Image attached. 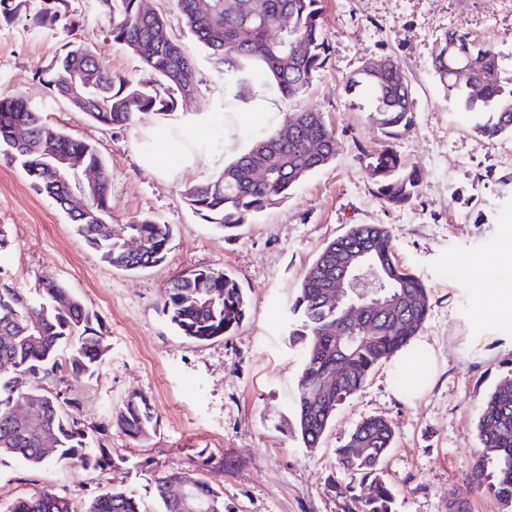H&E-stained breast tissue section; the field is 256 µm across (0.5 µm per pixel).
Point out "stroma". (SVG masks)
Segmentation results:
<instances>
[{
	"instance_id": "1",
	"label": "stroma",
	"mask_w": 512,
	"mask_h": 512,
	"mask_svg": "<svg viewBox=\"0 0 512 512\" xmlns=\"http://www.w3.org/2000/svg\"><path fill=\"white\" fill-rule=\"evenodd\" d=\"M75 31L36 28L25 19L0 22V96L19 95L50 124L94 144L111 174L116 230L152 215L171 225L165 261L138 272L101 261L75 233L66 214L36 192L22 169L0 152V225L13 248L0 257V275L23 292L50 275L100 319L110 352L80 387L86 422L104 420L131 392L145 395L158 415L146 444L111 430L107 444L124 453V490L145 512H157L154 479L194 471L224 495L225 512H345L332 483L336 448L369 416L389 420L393 446L384 462L397 496L395 512H449L464 497L469 512H503L488 489L466 479L481 447L477 422L488 394L512 377V316H489L486 288L496 260L512 254V139L476 135L470 117L446 99L433 75L439 36L464 27L501 52L512 74V0H322L329 45L326 64L303 98L284 112L318 108L342 142L336 159L304 180L290 197L233 235H225L182 202L191 185L215 178L230 161L209 132L202 150L210 165L170 178L140 169L135 149L156 115L106 130L54 98L47 85L52 60L71 36L95 50L110 71L142 84L155 77L109 37L98 0H71ZM391 57L415 95L411 124L391 141L421 177L419 196L392 208L376 195L359 160L386 141L370 100L347 92L348 76L363 61ZM198 91L170 121L223 110L224 88L208 64ZM355 224H384L398 262L427 284L431 310L418 337L434 351L430 389L412 403L388 385L391 362L378 365L357 395L340 405L318 448H305L296 430V384L301 344L291 342L290 312L306 269L331 240ZM466 266L452 279L451 266ZM194 268L232 275L243 288L246 318L231 336L197 343L179 336L162 312L169 281ZM109 472H81L65 464L0 468V512L16 499L49 491L84 506L110 489Z\"/></svg>"
}]
</instances>
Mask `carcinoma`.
<instances>
[{
	"label": "carcinoma",
	"instance_id": "carcinoma-1",
	"mask_svg": "<svg viewBox=\"0 0 512 512\" xmlns=\"http://www.w3.org/2000/svg\"><path fill=\"white\" fill-rule=\"evenodd\" d=\"M29 0H0V18L11 21ZM32 25H57L69 16L70 0H36ZM321 0H176L189 33L200 44L205 61L224 82L225 104L246 99L262 76L283 99L300 98L323 69L328 44L320 26ZM110 15L113 43L130 51L157 77V85L134 84L100 64L97 54L74 42L55 57L47 84L63 98L75 73L89 75L84 94L87 115L104 129L126 126L153 113L167 116L184 98L188 82L197 83L198 59L169 30L160 12L140 11L139 0H101ZM249 29V40L239 38ZM432 71L448 100L474 119L473 131L495 141L512 137V77L502 74V57L471 38L461 26L437 39ZM349 92H368L373 114L390 139L412 121L414 89L403 67L391 63L375 69L364 62L346 81ZM342 147L322 112L310 107L284 117L271 133L258 136L211 181L191 186L181 195L195 213L224 230H233L279 205L306 178L331 163ZM17 162L37 192L52 198L68 213L85 242L116 269L138 271L164 262L172 236L170 225L145 216L126 226L127 236L142 239L132 254L124 236L115 233L107 217L111 209L110 172L98 150L49 125L21 96L0 97V149ZM69 154L101 171L100 189L80 213L68 211L70 186L59 180L55 156ZM367 175L378 197L401 208L420 193V179L391 144L362 152ZM268 173L255 180L257 169ZM373 250L379 275L399 310L368 313L352 328V339L338 335L341 310L327 299L325 271L349 247ZM247 301L230 274L191 269L170 281L164 312L181 335L208 342L233 335L246 316ZM431 310L429 289L417 274L395 257L391 230L381 224H356L326 244L306 270L292 313L300 328L292 331L304 342L302 370L297 380L296 418L305 447L316 448L336 409L365 386L373 370L406 346L426 322ZM110 347L97 315L49 275L38 278L36 296L21 293L0 277V466L17 462L45 468L68 462L80 471H110L122 477L124 455L106 445L116 427L144 443L155 432L158 416L151 403L132 392L122 406L98 424L83 419V400L73 390L55 385L63 372L75 383L92 380L105 363ZM336 377V386L320 392L322 382ZM27 411L17 413L19 400ZM482 455L471 482L488 487L504 508H512V378L500 381L488 396L477 424ZM391 423L371 416L356 425L336 463L345 480L337 492L348 499V512H393L395 490L386 479L383 461L392 447ZM494 459L498 469L485 471ZM192 482L190 502L206 512H224L223 493L196 472H173L155 478L160 512H190L177 499L181 483ZM11 512H142L139 501L114 487L96 495L82 510L61 496L33 493L18 500Z\"/></svg>",
	"mask_w": 512,
	"mask_h": 512
}]
</instances>
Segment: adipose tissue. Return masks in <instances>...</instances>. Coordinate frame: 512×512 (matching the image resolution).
<instances>
[{
  "instance_id": "1",
  "label": "adipose tissue",
  "mask_w": 512,
  "mask_h": 512,
  "mask_svg": "<svg viewBox=\"0 0 512 512\" xmlns=\"http://www.w3.org/2000/svg\"><path fill=\"white\" fill-rule=\"evenodd\" d=\"M282 120L283 115L274 99L256 89L244 101L242 111L218 116L216 123L224 132L225 151L232 152L238 146L236 134L243 124H264L274 128ZM194 129V120L190 117L179 122H160L149 126L136 148L138 165L157 176L172 177L206 163V156L194 147L185 148L171 161L160 152L161 142L173 140L179 134L192 136ZM433 362L432 350L426 342L416 341L401 350L389 373L388 383L392 393L408 402L420 398L430 387Z\"/></svg>"
}]
</instances>
